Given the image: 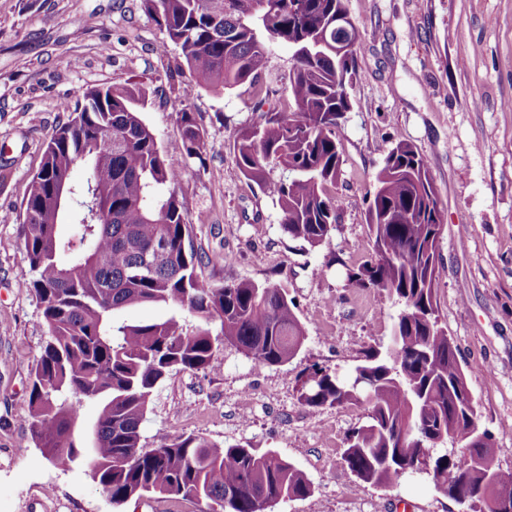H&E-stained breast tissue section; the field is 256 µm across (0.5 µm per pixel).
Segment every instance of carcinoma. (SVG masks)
<instances>
[{
  "label": "carcinoma",
  "instance_id": "1",
  "mask_svg": "<svg viewBox=\"0 0 512 512\" xmlns=\"http://www.w3.org/2000/svg\"><path fill=\"white\" fill-rule=\"evenodd\" d=\"M141 7L164 34L160 51L178 49L193 88L245 86L262 106L274 94L258 83L270 42L293 50L287 108L262 112L235 132L237 164L277 198L290 238L320 246L340 207L330 192L341 171L336 132L358 77L360 35L346 0H141ZM147 102L136 83L87 90L51 136L21 203L31 273L21 287L34 294L47 335L30 386V440L56 468L87 467L113 504L163 495L203 502L208 512H269L312 491L278 453L199 435L141 445L148 405L170 373L213 370L223 342L259 366H278L306 340L288 283L214 284L197 274L176 194L182 163L143 119ZM173 112L187 156L200 155L204 134L193 114L182 102ZM80 167L87 177L77 184ZM375 182L366 210L373 255L346 277L350 287L384 291L402 306L392 348L365 351L350 381L313 369L298 400L314 410L367 408L342 454L365 484L387 488L421 470L444 495L465 494L466 512H487L488 495L512 506V476L496 470L490 439H477L487 430L439 322L443 218L428 163L398 142ZM155 303L171 308L166 319L117 318ZM186 312L198 325L187 324ZM89 402L100 409L85 435Z\"/></svg>",
  "mask_w": 512,
  "mask_h": 512
}]
</instances>
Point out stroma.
<instances>
[{
  "label": "stroma",
  "instance_id": "1",
  "mask_svg": "<svg viewBox=\"0 0 512 512\" xmlns=\"http://www.w3.org/2000/svg\"><path fill=\"white\" fill-rule=\"evenodd\" d=\"M360 33L361 77L338 132L342 199L320 247L282 229L274 196L246 180L234 133L259 110L245 89L190 88L176 49L140 0H0V512H204L202 502L152 496L112 504L83 468L50 465L27 431L30 380L46 330L32 292L17 216L46 145L71 115L64 103L92 87L138 82L162 149L180 157L176 193L214 283L287 281L307 339L288 362L261 367L236 347L208 373H171L155 391L141 443L202 435L278 452L312 484L274 512H462L431 479L390 488L359 481L342 460L347 432L367 410H312L298 388L315 367L345 374L369 347L387 349L399 307L385 293L348 288L344 267L370 258L365 222L390 148L427 158L444 215L439 319L457 347L481 424L512 474V0H347ZM184 101L205 133L185 156L171 108ZM232 262H225V255Z\"/></svg>",
  "mask_w": 512,
  "mask_h": 512
}]
</instances>
